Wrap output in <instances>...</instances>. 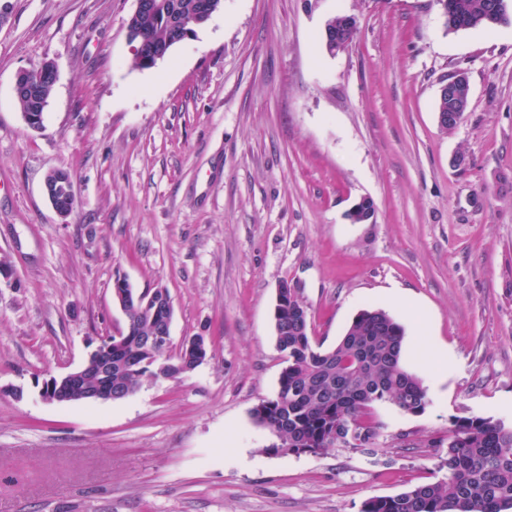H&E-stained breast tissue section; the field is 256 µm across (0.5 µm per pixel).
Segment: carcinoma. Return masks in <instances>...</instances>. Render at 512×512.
<instances>
[{
	"mask_svg": "<svg viewBox=\"0 0 512 512\" xmlns=\"http://www.w3.org/2000/svg\"><path fill=\"white\" fill-rule=\"evenodd\" d=\"M166 5L129 20L134 26L133 64L147 68L158 49L184 40L193 27L207 23L205 12L222 9V0H164ZM449 30L492 27L506 22L496 0H451ZM53 80L42 69L20 77L21 110L44 107ZM151 309L131 303L132 334L127 354L140 352V338L153 334ZM278 350L283 354L276 395L252 410L254 421L283 440L290 452H317L343 444L369 449L377 428L374 406L388 403L417 415L429 405L424 380L403 364V327L384 309L361 310L331 349L311 334L308 314L299 301L288 300L274 317ZM149 369L137 370L112 360V385L136 390ZM441 467L445 477L395 495L367 500L361 512H512V426L482 416L457 417L448 431Z\"/></svg>",
	"mask_w": 512,
	"mask_h": 512,
	"instance_id": "obj_1",
	"label": "carcinoma"
}]
</instances>
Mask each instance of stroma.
<instances>
[{
  "mask_svg": "<svg viewBox=\"0 0 512 512\" xmlns=\"http://www.w3.org/2000/svg\"><path fill=\"white\" fill-rule=\"evenodd\" d=\"M0 26V512H361L442 478L460 416L512 424V19L445 31L436 0H223L155 67L135 0H9ZM353 15L349 47L324 26ZM52 62L41 129L14 93ZM465 73L460 123L439 90ZM466 163L456 167L455 155ZM71 173L75 206L44 192ZM373 219L353 223L360 199ZM167 289L194 371L116 401L43 380L124 331L116 280ZM334 347L370 306L404 328L425 412L384 403L371 453H289L251 412L284 367L281 282ZM447 354V370L434 368Z\"/></svg>",
  "mask_w": 512,
  "mask_h": 512,
  "instance_id": "1",
  "label": "stroma"
}]
</instances>
